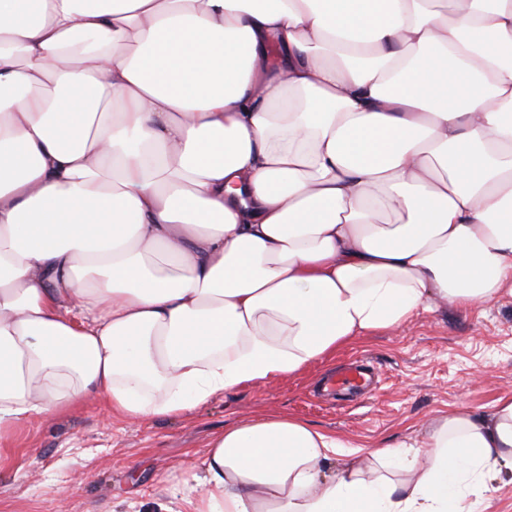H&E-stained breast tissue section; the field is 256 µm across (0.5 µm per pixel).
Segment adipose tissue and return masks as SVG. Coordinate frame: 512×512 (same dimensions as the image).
Returning a JSON list of instances; mask_svg holds the SVG:
<instances>
[{
	"label": "adipose tissue",
	"instance_id": "1",
	"mask_svg": "<svg viewBox=\"0 0 512 512\" xmlns=\"http://www.w3.org/2000/svg\"><path fill=\"white\" fill-rule=\"evenodd\" d=\"M0 0V435L181 417L512 297V0ZM224 429L189 512H478L512 396L369 459Z\"/></svg>",
	"mask_w": 512,
	"mask_h": 512
}]
</instances>
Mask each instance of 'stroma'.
Masks as SVG:
<instances>
[{"mask_svg":"<svg viewBox=\"0 0 512 512\" xmlns=\"http://www.w3.org/2000/svg\"><path fill=\"white\" fill-rule=\"evenodd\" d=\"M362 362L376 370L365 391H327L328 377ZM508 395L512 298L436 305L302 373L225 392L185 417L134 423L100 399L32 417L0 436V512H153L159 499L182 512L195 463L226 425L286 413L364 451L418 448L436 418L464 408L486 413Z\"/></svg>","mask_w":512,"mask_h":512,"instance_id":"35a3bbf8","label":"stroma"}]
</instances>
